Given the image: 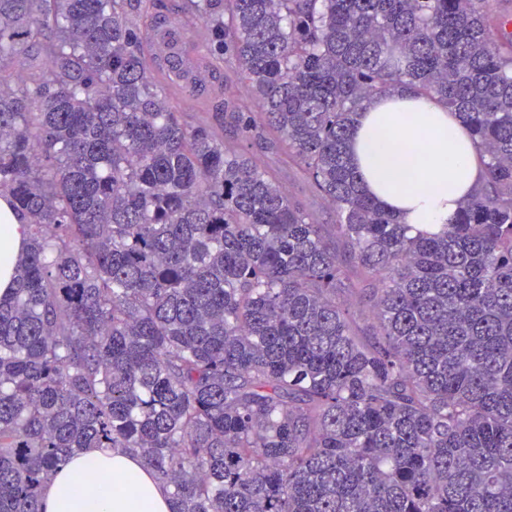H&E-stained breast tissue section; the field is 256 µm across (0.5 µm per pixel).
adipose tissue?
<instances>
[{"label": "adipose tissue", "instance_id": "adipose-tissue-1", "mask_svg": "<svg viewBox=\"0 0 512 512\" xmlns=\"http://www.w3.org/2000/svg\"><path fill=\"white\" fill-rule=\"evenodd\" d=\"M364 191L412 233L438 230L481 181L480 151L446 107L411 92L387 93L364 109L349 142ZM21 225L0 199V297L14 288ZM44 512H171L168 491L140 460L88 448L42 491Z\"/></svg>", "mask_w": 512, "mask_h": 512}]
</instances>
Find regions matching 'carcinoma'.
Returning a JSON list of instances; mask_svg holds the SVG:
<instances>
[{"label": "carcinoma", "instance_id": "1", "mask_svg": "<svg viewBox=\"0 0 512 512\" xmlns=\"http://www.w3.org/2000/svg\"><path fill=\"white\" fill-rule=\"evenodd\" d=\"M161 0H0V512L86 448L172 512H512V15L492 0H185L250 89L203 104L284 143L323 225L200 113ZM497 37H492V34ZM25 71L22 83L6 78ZM408 88L482 184L432 234L366 195L349 140ZM21 224L8 203L0 199V297L13 292L14 267L22 248Z\"/></svg>", "mask_w": 512, "mask_h": 512}]
</instances>
